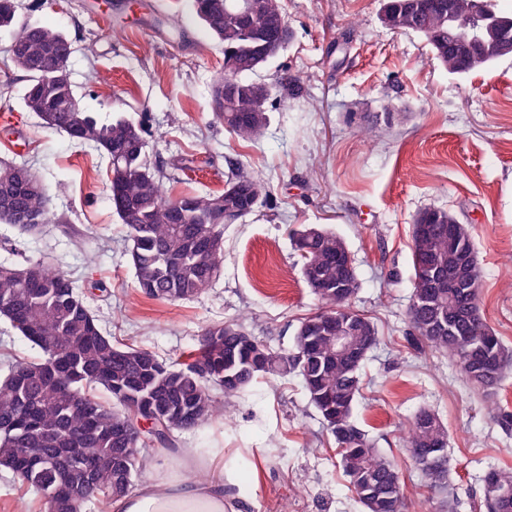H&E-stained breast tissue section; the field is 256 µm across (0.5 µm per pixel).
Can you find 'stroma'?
I'll return each mask as SVG.
<instances>
[{
  "label": "stroma",
  "instance_id": "obj_1",
  "mask_svg": "<svg viewBox=\"0 0 512 512\" xmlns=\"http://www.w3.org/2000/svg\"><path fill=\"white\" fill-rule=\"evenodd\" d=\"M17 0L19 21L51 25L73 44L71 80L92 112H119L144 131L169 195L222 191L232 169L267 193L243 222L224 227L219 278L197 297L152 300L135 288L127 229L109 200L107 162L42 128L22 103L24 72L0 34V161L26 158L42 180L49 223L0 224L8 247L84 284L114 340L159 360L198 347L204 330L242 320L276 350H292L301 323L323 309L305 282L294 234L316 225L342 237L360 288L352 298L378 331L361 369L354 417L403 467L406 512H486L481 478L512 467V365L497 396L473 390L456 358L412 341V228L427 208L467 227L481 269L487 325L512 349V57L467 76L449 74L426 39L381 21L384 0H281L292 37L260 72L271 86L269 125L245 142L214 119L211 89L224 49L191 0ZM396 104L397 117L385 112ZM372 127L371 139L359 129ZM432 410L448 432L446 494H430L402 434ZM182 448H220L241 489L239 512H364L301 380L254 381L221 417L178 436Z\"/></svg>",
  "mask_w": 512,
  "mask_h": 512
}]
</instances>
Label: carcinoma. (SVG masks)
<instances>
[{"instance_id": "obj_1", "label": "carcinoma", "mask_w": 512, "mask_h": 512, "mask_svg": "<svg viewBox=\"0 0 512 512\" xmlns=\"http://www.w3.org/2000/svg\"><path fill=\"white\" fill-rule=\"evenodd\" d=\"M14 0H0V30L12 33L9 53L13 66L26 74L22 97L27 111L43 128L65 135L71 142L97 151L107 160L110 200L127 227L128 254L139 292L164 301L190 299L212 286L224 259V247L210 242L224 236L215 216L242 219L252 214L264 183L238 172L231 174L219 194L165 195L159 171L147 159L142 129L122 115L102 119L79 104L66 71L72 53L67 35L37 23H20ZM262 23L248 21L240 0H193L196 16L224 48V76L212 90L213 112L235 136L255 140L268 123L265 103L270 86L258 71L284 49L290 32L278 0H257ZM499 0H385L382 21L397 32L426 38L435 59L448 71L465 76L492 65L495 58L462 54L448 39V6L465 19L478 12L511 18L498 9ZM49 216L42 180L25 162L0 163V223L30 231ZM305 241L300 254L303 278L325 304L311 317H336L349 325L358 353L377 344V330L348 301L360 286L356 267L346 265L344 240L318 227L295 232ZM414 277L409 319L413 330L431 348L458 358L462 374L472 386L495 391L512 351L485 324L479 306L481 274L465 225L438 210L412 232ZM473 264L470 284L463 288L430 286V268L449 275L463 260ZM0 315L40 352L8 366L0 381V464L20 485L39 496L48 509H80L90 499L100 512L125 495L146 474L152 447L173 446L175 433L196 428L224 414L229 404L260 376L301 377L310 404L323 427L333 436L339 465L365 512H402L403 481L399 465L381 456L367 431L353 419L361 395L362 362L339 355L336 330L325 326L313 343L298 330L291 352L261 344L265 368L254 374L236 363L235 381H224V354L240 336L241 324L228 322L208 328L207 336L221 343L200 344L182 363L159 370L146 362L153 354L134 345L116 343L102 331L75 283L44 262L21 264L0 261ZM112 397L104 402L97 387ZM224 393L218 399L214 389ZM143 406L165 413V428L123 436L120 423L134 427L142 411H132L128 395ZM447 434L435 414L423 409L408 424L403 446L432 448L435 457H412L428 487L445 491ZM81 448L93 461L84 475L81 461L67 449ZM96 494L89 497L84 484ZM487 512H512V471L491 469L483 477Z\"/></svg>"}]
</instances>
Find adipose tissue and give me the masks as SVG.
Masks as SVG:
<instances>
[{
  "instance_id": "ef3b65f1",
  "label": "adipose tissue",
  "mask_w": 512,
  "mask_h": 512,
  "mask_svg": "<svg viewBox=\"0 0 512 512\" xmlns=\"http://www.w3.org/2000/svg\"><path fill=\"white\" fill-rule=\"evenodd\" d=\"M217 448H187L165 473L113 501L112 512H226L224 479H199L197 468L212 465Z\"/></svg>"
}]
</instances>
